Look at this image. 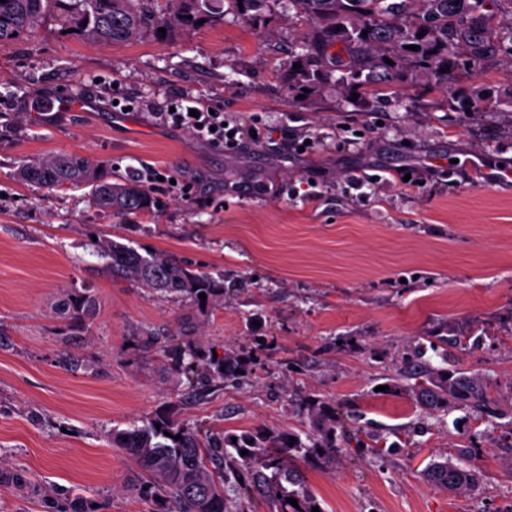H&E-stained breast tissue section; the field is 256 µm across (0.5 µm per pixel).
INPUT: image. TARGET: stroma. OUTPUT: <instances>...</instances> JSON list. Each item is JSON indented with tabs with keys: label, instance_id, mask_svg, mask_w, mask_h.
<instances>
[{
	"label": "stroma",
	"instance_id": "obj_1",
	"mask_svg": "<svg viewBox=\"0 0 512 512\" xmlns=\"http://www.w3.org/2000/svg\"><path fill=\"white\" fill-rule=\"evenodd\" d=\"M493 8L494 57L459 66L446 89L418 75L371 110L333 84L311 98L287 85L282 64L309 26L275 9L112 46L50 17L0 49V462L100 512H154L122 489L138 467L113 429L170 410L203 431H295L314 398L383 439L379 453L304 465L325 512H512V415L432 417L377 391L421 348L481 373L512 407V185L483 187L469 164L479 152L512 167V0ZM39 96L56 111H31ZM184 96L260 127L263 141L227 152L154 119ZM304 135V151H285ZM56 154L106 176L155 168L154 214L111 216L89 187L47 193L21 179L29 159ZM95 237L222 272L223 304L202 317L112 277ZM84 289L97 313L68 326L56 307ZM146 328L157 347H140ZM182 329L217 356L248 357L246 376L189 388L163 352ZM443 453L476 468L480 488L425 483Z\"/></svg>",
	"mask_w": 512,
	"mask_h": 512
}]
</instances>
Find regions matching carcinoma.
<instances>
[{"label": "carcinoma", "instance_id": "1", "mask_svg": "<svg viewBox=\"0 0 512 512\" xmlns=\"http://www.w3.org/2000/svg\"><path fill=\"white\" fill-rule=\"evenodd\" d=\"M156 0H6L0 2V48L31 31L46 17L56 16L61 26L97 44L128 42L147 30L173 26L194 28L209 23L228 8L251 21L270 8L301 17L310 25L306 41L291 51L285 62L287 79L313 93L339 84L357 94V104L368 107L402 81L408 72L421 69L434 83H452L458 50L481 61L499 48L498 23L485 9L486 0H166L158 10ZM367 35H362V32ZM416 45L413 51L409 46ZM392 60L393 64L386 63ZM300 68H293L294 64ZM22 179L54 191L68 186H91L90 201L110 215L148 213L155 206L151 191L136 180L103 178L96 167L77 155L35 157L24 164ZM91 246L104 259L112 276L138 282L163 297H184L200 315L224 300V276L188 269L177 259L148 252L113 239ZM206 294L201 300L199 294ZM97 300L85 291L68 295L59 312L73 326L87 324ZM171 366L189 384L231 379L244 370L245 358H209L191 335L178 337L169 351ZM389 394H406L429 415H445L454 408L482 414L491 403L487 383L472 371L437 367L412 354L385 382ZM308 430L275 431L256 426L232 437L200 430L164 411L143 425L112 431V446L130 455L142 476L126 489L157 501V512H228L229 494L247 498L260 486L276 512H312L320 506L294 461L303 459L335 466L350 440L363 445L362 430L344 434L346 426L336 407L313 399L307 404ZM343 435H337V431ZM180 439H175V436ZM295 443H290V438ZM247 451L241 455V451ZM428 484L450 493L470 491L480 477L453 457L440 454L423 470ZM0 485H10L32 497L38 489L20 472L0 467ZM297 500L294 507L287 499ZM48 512H99L93 503L58 488L45 501Z\"/></svg>", "mask_w": 512, "mask_h": 512}]
</instances>
